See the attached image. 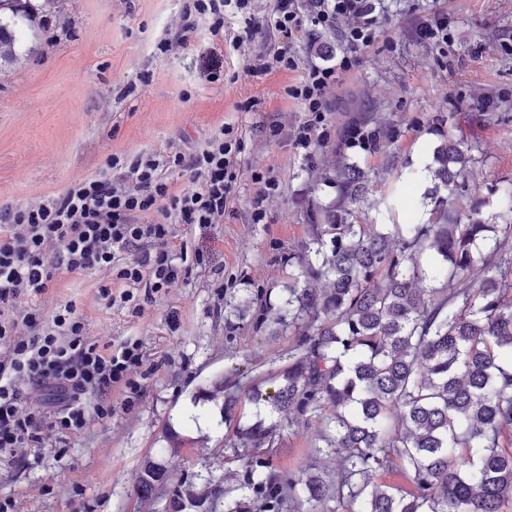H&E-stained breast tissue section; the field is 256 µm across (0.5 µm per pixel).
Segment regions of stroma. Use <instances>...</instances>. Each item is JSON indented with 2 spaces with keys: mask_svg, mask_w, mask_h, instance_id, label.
Listing matches in <instances>:
<instances>
[{
  "mask_svg": "<svg viewBox=\"0 0 512 512\" xmlns=\"http://www.w3.org/2000/svg\"><path fill=\"white\" fill-rule=\"evenodd\" d=\"M435 12L448 16L447 43L417 42L415 26ZM41 17L30 51L0 71V210L61 194L110 155L184 150L223 124L243 132L244 175L223 223L177 225L178 242L200 259L139 311L99 299L105 272L66 277L37 300L47 318L73 302L99 346L140 339L147 364L134 375L132 405L113 392L111 417L81 434L47 428L41 447L1 454L0 496L14 498L15 512H146L138 478L153 460L175 481L212 478L237 501L240 465L219 454L228 430L217 386L235 371L269 377L287 365L288 333L253 321L281 306L296 272L288 257L305 241L316 205L339 200L327 177L338 156L372 172L364 224L387 223L373 202L396 188V223H427L432 185L404 174L432 161L436 116H450L455 136L481 144L472 196L512 182V0H394L376 42L355 53L330 90V136L307 157L285 139L304 119L285 94L297 73L244 74L267 50L263 34L225 48L224 78L209 83L199 73L212 44L206 28L188 49H154L179 18L176 0H51ZM359 124L392 127L391 153L344 144ZM256 173L280 182L261 224L250 221ZM317 436L313 428L284 435L274 464L335 470V458H314Z\"/></svg>",
  "mask_w": 512,
  "mask_h": 512,
  "instance_id": "35a3bbf8",
  "label": "stroma"
}]
</instances>
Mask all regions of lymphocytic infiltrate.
Segmentation results:
<instances>
[{
  "mask_svg": "<svg viewBox=\"0 0 512 512\" xmlns=\"http://www.w3.org/2000/svg\"><path fill=\"white\" fill-rule=\"evenodd\" d=\"M390 0H274L257 17L255 0H182L181 22L155 45L165 54L188 48L197 25L224 36L226 17L241 19L245 33L262 30L269 48L246 67L249 76L300 71L285 89L297 101L304 120L291 135L295 148L310 151L327 139V95L351 66L349 56L300 60L291 46L301 36L330 28L337 18L353 19L343 35L357 50L376 39L377 19ZM243 140L233 126H220L200 146L186 152L145 151L133 158L110 156L94 175L64 193L35 204L0 211V452L38 447L43 427L65 435L81 433L92 420L112 414L113 388L134 399V372L145 355L139 340L102 349L93 343L74 304L60 306L44 319L32 303L65 275L107 272L110 284L99 294L109 307H138L141 294H153L178 282L189 268L186 247L175 245L179 224H220L241 179ZM190 174L189 185L171 181L170 172ZM29 301L22 318L9 310ZM26 335L17 338V326ZM49 395L43 414L32 411L31 391Z\"/></svg>",
  "mask_w": 512,
  "mask_h": 512,
  "instance_id": "1",
  "label": "lymphocytic infiltrate"
}]
</instances>
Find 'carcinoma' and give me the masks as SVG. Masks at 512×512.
<instances>
[{
	"instance_id": "1",
	"label": "carcinoma",
	"mask_w": 512,
	"mask_h": 512,
	"mask_svg": "<svg viewBox=\"0 0 512 512\" xmlns=\"http://www.w3.org/2000/svg\"><path fill=\"white\" fill-rule=\"evenodd\" d=\"M37 15L35 0H0V66L36 36ZM361 131L389 148L391 134ZM442 137L428 224L359 223L371 173L337 163L341 200L288 255L299 276L278 321L294 341L277 387L242 375L222 386L245 495L229 504L215 486L179 481L163 512H501L512 499V182L495 189L505 223L483 219L484 198L462 211L480 143ZM245 398L267 416L241 423ZM318 424L315 453L336 457V471L276 470L281 435ZM389 470L411 488L377 483ZM169 483L146 462L145 497Z\"/></svg>"
}]
</instances>
